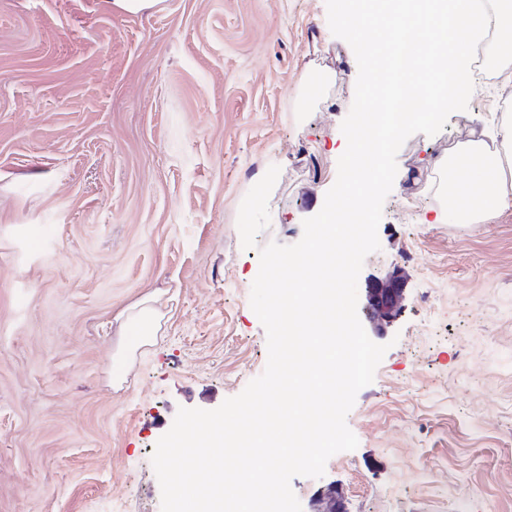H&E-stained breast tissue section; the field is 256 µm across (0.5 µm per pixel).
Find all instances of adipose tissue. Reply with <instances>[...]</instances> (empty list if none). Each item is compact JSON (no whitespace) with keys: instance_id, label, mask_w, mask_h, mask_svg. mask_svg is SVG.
Masks as SVG:
<instances>
[{"instance_id":"ef3b65f1","label":"adipose tissue","mask_w":512,"mask_h":512,"mask_svg":"<svg viewBox=\"0 0 512 512\" xmlns=\"http://www.w3.org/2000/svg\"><path fill=\"white\" fill-rule=\"evenodd\" d=\"M442 187L448 190V210L442 221L478 224L512 209V113H503L496 141L480 134L458 142L435 162ZM155 309L142 302L128 312L121 334L124 354L149 343L158 330Z\"/></svg>"}]
</instances>
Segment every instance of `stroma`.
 <instances>
[{"label":"stroma","instance_id":"stroma-1","mask_svg":"<svg viewBox=\"0 0 512 512\" xmlns=\"http://www.w3.org/2000/svg\"><path fill=\"white\" fill-rule=\"evenodd\" d=\"M331 72L320 91L313 74ZM358 65L326 0H0V512H161L151 458L179 408L266 367L259 250L337 177ZM512 105L399 150L359 283L400 276L388 350L346 422L359 445L292 489L314 512H512V209L435 222L433 160ZM150 300L122 359L116 318ZM159 319L155 309L146 301L139 303L126 315L120 336H123L124 355L134 353L149 343L158 330Z\"/></svg>","mask_w":512,"mask_h":512}]
</instances>
